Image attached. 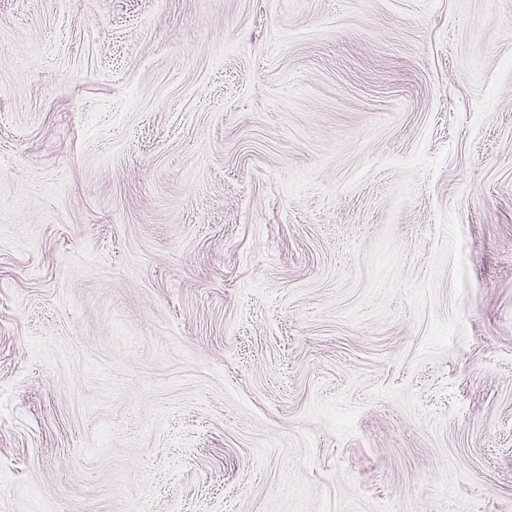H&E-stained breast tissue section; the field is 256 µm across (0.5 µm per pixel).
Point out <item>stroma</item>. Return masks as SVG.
<instances>
[{
  "instance_id": "obj_1",
  "label": "stroma",
  "mask_w": 512,
  "mask_h": 512,
  "mask_svg": "<svg viewBox=\"0 0 512 512\" xmlns=\"http://www.w3.org/2000/svg\"><path fill=\"white\" fill-rule=\"evenodd\" d=\"M512 512V0H0V512Z\"/></svg>"
}]
</instances>
